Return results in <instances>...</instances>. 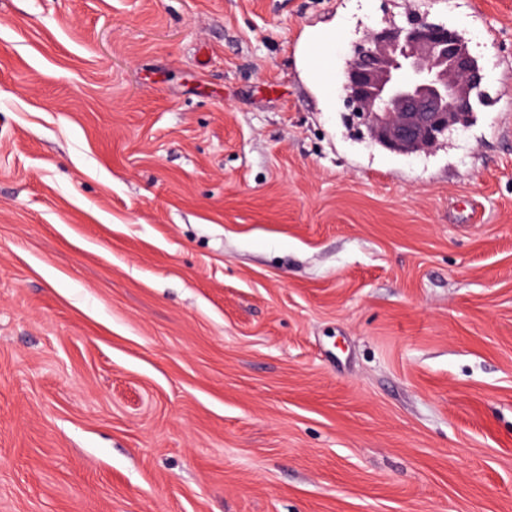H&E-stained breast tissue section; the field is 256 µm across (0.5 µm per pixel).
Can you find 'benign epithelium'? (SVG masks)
I'll return each mask as SVG.
<instances>
[{
  "instance_id": "obj_1",
  "label": "benign epithelium",
  "mask_w": 512,
  "mask_h": 512,
  "mask_svg": "<svg viewBox=\"0 0 512 512\" xmlns=\"http://www.w3.org/2000/svg\"><path fill=\"white\" fill-rule=\"evenodd\" d=\"M483 79L465 39L421 17L367 32L346 68L345 101L373 142L412 155L474 119Z\"/></svg>"
}]
</instances>
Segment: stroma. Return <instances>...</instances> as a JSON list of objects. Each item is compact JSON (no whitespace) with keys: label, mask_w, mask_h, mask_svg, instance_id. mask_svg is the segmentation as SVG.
<instances>
[{"label":"stroma","mask_w":512,"mask_h":512,"mask_svg":"<svg viewBox=\"0 0 512 512\" xmlns=\"http://www.w3.org/2000/svg\"><path fill=\"white\" fill-rule=\"evenodd\" d=\"M420 15L486 101L403 156ZM0 512H512V0H0ZM483 79L465 39L421 17L408 27L369 30L355 46L343 88L373 142L412 155L474 119Z\"/></svg>","instance_id":"35a3bbf8"}]
</instances>
